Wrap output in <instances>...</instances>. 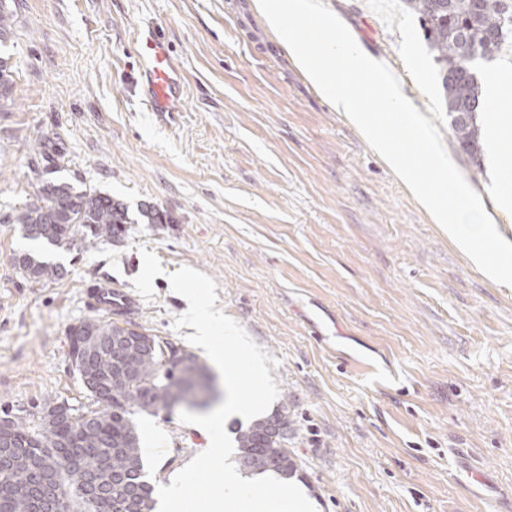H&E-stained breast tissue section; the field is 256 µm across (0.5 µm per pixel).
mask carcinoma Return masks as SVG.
I'll list each match as a JSON object with an SVG mask.
<instances>
[{
	"mask_svg": "<svg viewBox=\"0 0 512 512\" xmlns=\"http://www.w3.org/2000/svg\"><path fill=\"white\" fill-rule=\"evenodd\" d=\"M417 17L424 39L442 68L443 98L451 118V129L460 149L479 162L483 152L480 116L487 111L477 77V65L493 60L512 44V0H403ZM13 72L0 57V102L8 101ZM46 165L37 200L25 204L11 219L23 235L34 241L62 247L76 235L92 241H117L128 232L129 224H166L167 214L156 206L143 205L133 217L123 202L98 192L84 183L54 178L60 162L46 149ZM19 274L33 281L54 280L64 274V267L39 259L30 252L14 257ZM96 331L103 336L140 337L146 332L127 321L89 319L70 332L69 356L82 336ZM155 352L130 350L120 360L112 353L90 365L93 371L112 373V382L102 383L93 393L104 404L94 410V419L71 429L53 430L46 416H41L34 430L22 421L0 433L17 448L16 469L8 485L0 484V512H48L36 498L21 462L43 453L46 448H60L69 439L76 461H53L49 469L57 473L65 499L62 512H152L154 491L146 479L140 438L129 415L132 409L166 411L189 397H197L195 386L176 368L164 364L163 354L174 357L178 348L154 337ZM288 407L272 416L236 430L241 471L248 475L273 473L283 479L297 475L295 455L288 450ZM95 478L103 496L93 508L86 507L82 487Z\"/></svg>",
	"mask_w": 512,
	"mask_h": 512,
	"instance_id": "carcinoma-1",
	"label": "carcinoma"
}]
</instances>
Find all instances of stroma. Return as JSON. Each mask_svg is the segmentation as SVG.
Returning <instances> with one entry per match:
<instances>
[{
  "mask_svg": "<svg viewBox=\"0 0 512 512\" xmlns=\"http://www.w3.org/2000/svg\"><path fill=\"white\" fill-rule=\"evenodd\" d=\"M399 79L512 242V186L459 148L440 67L401 0H323ZM0 56V417L96 402L69 359L72 327L107 319L95 284L139 300L130 320L215 365L175 328L169 275L211 276L217 308L279 359L272 410L287 409L299 488L316 512H512V288L494 283L289 60L253 0H15ZM171 43L186 86L158 125L129 84L137 32ZM61 176L165 211L116 242L58 249L6 223L39 188L38 141ZM33 251L63 278L14 267ZM153 487L209 445L179 410L135 411Z\"/></svg>",
  "mask_w": 512,
  "mask_h": 512,
  "instance_id": "obj_1",
  "label": "stroma"
}]
</instances>
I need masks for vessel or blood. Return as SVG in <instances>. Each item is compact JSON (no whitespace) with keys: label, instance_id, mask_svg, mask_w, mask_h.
<instances>
[{"label":"vessel or blood","instance_id":"obj_1","mask_svg":"<svg viewBox=\"0 0 512 512\" xmlns=\"http://www.w3.org/2000/svg\"><path fill=\"white\" fill-rule=\"evenodd\" d=\"M136 43L142 59L139 73L142 103L154 114L157 123L172 125L181 112L182 76L172 63L167 43L156 30L139 33ZM88 297L94 306L111 314L126 315L137 307L135 298L121 288L92 289Z\"/></svg>","mask_w":512,"mask_h":512}]
</instances>
